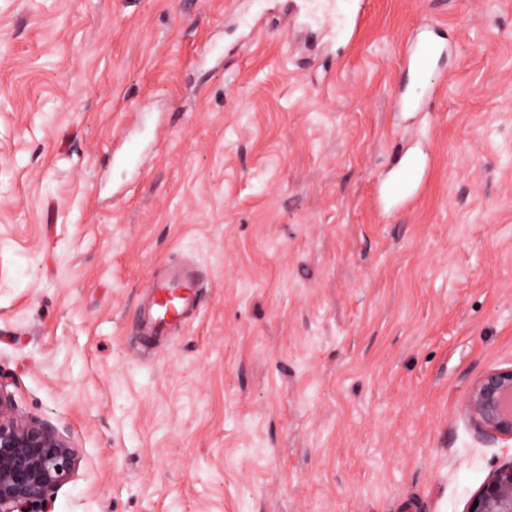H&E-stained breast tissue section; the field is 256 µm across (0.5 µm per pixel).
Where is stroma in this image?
I'll return each instance as SVG.
<instances>
[{"label":"stroma","mask_w":512,"mask_h":512,"mask_svg":"<svg viewBox=\"0 0 512 512\" xmlns=\"http://www.w3.org/2000/svg\"><path fill=\"white\" fill-rule=\"evenodd\" d=\"M176 257L201 309L148 346ZM510 366L512 0H369L335 46L288 0H0V379L78 452L51 512H466L512 442L463 400ZM441 30L436 27H422L407 38L403 48V65L407 75H412L409 81L400 86L394 100L396 111L420 112L426 101L437 91V84L428 80L429 72L448 56L451 46L438 38ZM428 169V161L405 148L399 155L393 173L380 190V197L388 204L413 200ZM200 288L193 262L178 259L164 263L143 287V301L135 317L138 334L158 340L177 335L198 309Z\"/></svg>","instance_id":"obj_1"}]
</instances>
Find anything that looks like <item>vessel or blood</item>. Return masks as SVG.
I'll use <instances>...</instances> for the list:
<instances>
[{
  "instance_id": "vessel-or-blood-1",
  "label": "vessel or blood",
  "mask_w": 512,
  "mask_h": 512,
  "mask_svg": "<svg viewBox=\"0 0 512 512\" xmlns=\"http://www.w3.org/2000/svg\"><path fill=\"white\" fill-rule=\"evenodd\" d=\"M311 16L323 19L330 33L351 41L361 27L367 0H358L354 9H341L338 0H305ZM435 27H423L409 36L403 48V65L412 76L411 84L401 85L394 100L399 111L419 112L433 97L437 85L428 78L429 72L448 56L451 47L439 39ZM428 162L419 154L402 151L390 178L380 190L385 203L401 204L413 200L426 175ZM201 283L193 262L170 260L160 272L153 274L142 290V301L136 312L139 335L162 339L177 335L189 323L199 305Z\"/></svg>"
}]
</instances>
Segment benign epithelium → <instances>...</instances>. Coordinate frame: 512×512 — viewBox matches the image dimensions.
Masks as SVG:
<instances>
[{"label":"benign epithelium","mask_w":512,"mask_h":512,"mask_svg":"<svg viewBox=\"0 0 512 512\" xmlns=\"http://www.w3.org/2000/svg\"><path fill=\"white\" fill-rule=\"evenodd\" d=\"M464 413L487 441H512V366L491 368L470 385ZM76 451L44 423L19 414L0 383V512H46L53 490L73 475ZM474 512H512V460L472 496Z\"/></svg>","instance_id":"1"}]
</instances>
